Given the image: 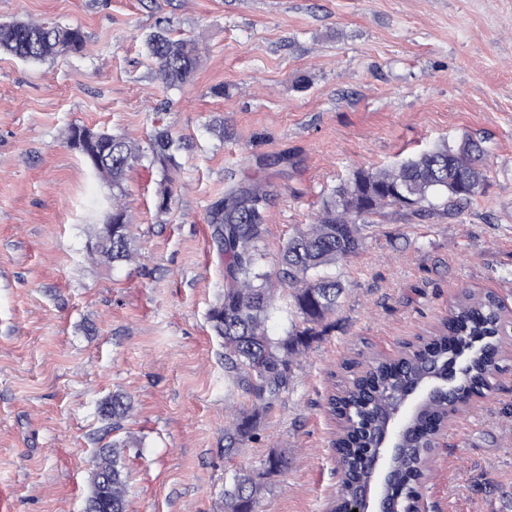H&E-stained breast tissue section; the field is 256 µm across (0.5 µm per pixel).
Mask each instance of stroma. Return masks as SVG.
Here are the masks:
<instances>
[{
  "instance_id": "1",
  "label": "stroma",
  "mask_w": 512,
  "mask_h": 512,
  "mask_svg": "<svg viewBox=\"0 0 512 512\" xmlns=\"http://www.w3.org/2000/svg\"><path fill=\"white\" fill-rule=\"evenodd\" d=\"M81 27V52L24 62L0 53V512H82L96 450L126 443L127 512H220L235 469L270 450L266 512H326L342 471L327 399L343 360L397 358L465 288L512 308V0H0V22ZM201 48L169 89L144 38L157 27ZM177 139L168 171L124 180L134 261L91 262L85 242L112 190L66 147L70 125ZM469 134L489 155L485 192L461 214L381 218L329 267L347 291L264 420L224 457L229 411L250 403L224 372L208 314L224 256L208 222L252 174L272 195L262 262L358 169ZM284 155V167L260 159ZM175 182L158 213L163 175ZM485 395L453 415L419 487L423 512H512V330ZM128 395L129 417L98 404Z\"/></svg>"
}]
</instances>
